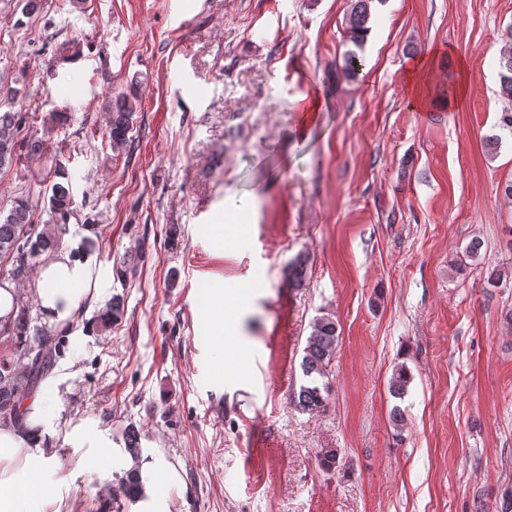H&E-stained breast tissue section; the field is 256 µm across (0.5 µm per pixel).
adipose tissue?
I'll list each match as a JSON object with an SVG mask.
<instances>
[{
	"label": "adipose tissue",
	"mask_w": 512,
	"mask_h": 512,
	"mask_svg": "<svg viewBox=\"0 0 512 512\" xmlns=\"http://www.w3.org/2000/svg\"><path fill=\"white\" fill-rule=\"evenodd\" d=\"M94 266L91 254L64 247L44 259L27 286L0 280V325L31 301L53 332L68 333L75 316L98 301ZM59 385V375H47L37 392L23 396L21 423L0 424V512H71L68 479L60 473L65 450L108 445L76 418ZM58 421L66 427L61 438L53 431Z\"/></svg>",
	"instance_id": "1"
}]
</instances>
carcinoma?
Segmentation results:
<instances>
[{
	"mask_svg": "<svg viewBox=\"0 0 512 512\" xmlns=\"http://www.w3.org/2000/svg\"><path fill=\"white\" fill-rule=\"evenodd\" d=\"M374 0H353L352 9L346 28L347 41L355 49L343 56L342 71L355 78L362 70V59L357 50L362 48L371 31V4ZM501 92L512 101V41L506 42L500 58ZM138 111L135 98L121 94L112 100L108 112L107 133L112 150L120 151L129 142V134L133 129L134 115ZM23 118L18 112H0V165L12 160L19 147L15 132ZM61 181L51 186L48 197V224L66 228L71 217L72 186L68 175H59ZM31 207L28 200L20 198L14 201L10 213L0 222V258L6 255L14 257L17 268L11 274L18 278L24 275L31 259L40 252L58 244V237L52 231L38 232L30 224ZM124 313V301L118 296L112 297V303L100 314V322L109 325L121 319ZM339 334L336 320L330 316H322L314 322L312 331L306 339L302 372L306 383L300 386L297 405L304 411L319 410L325 406L328 386L323 379L328 367L335 357ZM0 342L6 344L9 352L0 359V414L10 413V421L16 423L20 418V395L34 389L40 377L60 356V346L47 344L41 338L28 337V323L25 314H20L9 327L0 329ZM28 360L22 369L9 368L12 359ZM410 371L400 366L396 368L388 383L390 395L396 399L404 397L407 386L411 382ZM143 494V484L139 467L126 472L120 482L119 495L113 497L112 505L116 512L123 508L122 500L135 501Z\"/></svg>",
	"mask_w": 512,
	"mask_h": 512,
	"instance_id": "1",
	"label": "carcinoma"
}]
</instances>
